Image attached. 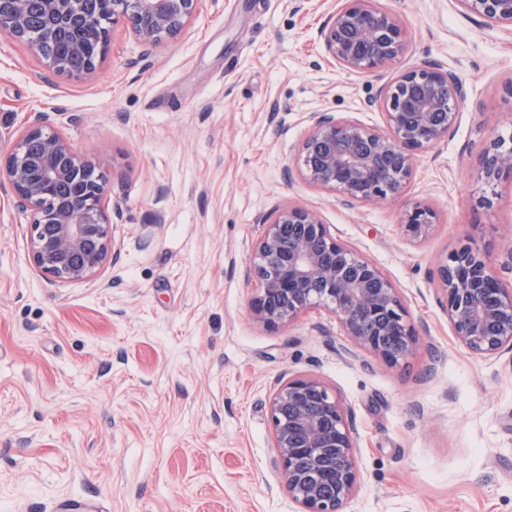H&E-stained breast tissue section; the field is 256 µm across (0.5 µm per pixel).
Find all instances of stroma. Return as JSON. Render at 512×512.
Segmentation results:
<instances>
[{
	"label": "stroma",
	"instance_id": "obj_1",
	"mask_svg": "<svg viewBox=\"0 0 512 512\" xmlns=\"http://www.w3.org/2000/svg\"><path fill=\"white\" fill-rule=\"evenodd\" d=\"M337 0H197L186 29L145 49L124 24L95 72L43 71L0 33V154L36 113L102 173L116 253L93 280L30 261L31 216L0 186V512H299L273 467L281 380L324 381L356 426L342 512H512V353L470 354L439 302L440 260L469 242L512 284V181L478 156L512 138V28L456 0H376L408 32L391 74L426 61L465 85L448 139L419 154L399 199L346 206L295 169L315 112L384 127L378 77L330 61ZM491 196V206L479 204ZM436 214L407 240L412 203ZM314 211L398 288L420 350L393 367L345 351L321 307L269 328L251 314L248 248L278 207Z\"/></svg>",
	"mask_w": 512,
	"mask_h": 512
}]
</instances>
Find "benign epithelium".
<instances>
[{
  "label": "benign epithelium",
  "mask_w": 512,
  "mask_h": 512,
  "mask_svg": "<svg viewBox=\"0 0 512 512\" xmlns=\"http://www.w3.org/2000/svg\"><path fill=\"white\" fill-rule=\"evenodd\" d=\"M374 0H341L320 28L328 59L340 67L381 75L406 49V31ZM468 15L488 25L512 27V0H457ZM112 22L125 17L133 34L150 48L180 34L194 0H112ZM45 28L32 39L31 10ZM103 20L87 0H0V32L28 45L43 66L81 77L98 58L87 59L82 32ZM467 98L462 81L437 62L401 71L382 84L369 105L384 110L386 129L317 112L303 140L298 170L312 185L334 191L346 204L402 196L419 152L448 138ZM485 183L512 179V143L493 139L478 158ZM84 184L66 198L55 188ZM0 185L32 217L30 259L46 278L85 282L107 263L113 240L111 215L103 204L106 182L59 133L46 112L14 140L0 158ZM436 215L419 202L400 222L410 240L426 238ZM252 244L249 275L257 283L251 301L255 319L275 328L303 311L324 307L342 324L353 354L364 350L392 366L417 351L419 337L397 288L374 263L337 239L312 211L285 207L263 221ZM440 303L459 344L490 358L512 351V289L489 267L486 255L464 244L438 265ZM270 425L278 455L274 466L300 512H342L358 485L351 411L313 375L280 383L271 397Z\"/></svg>",
  "instance_id": "7a95c632"
}]
</instances>
